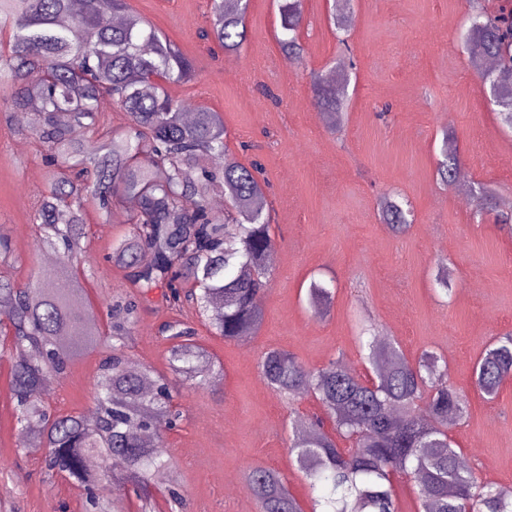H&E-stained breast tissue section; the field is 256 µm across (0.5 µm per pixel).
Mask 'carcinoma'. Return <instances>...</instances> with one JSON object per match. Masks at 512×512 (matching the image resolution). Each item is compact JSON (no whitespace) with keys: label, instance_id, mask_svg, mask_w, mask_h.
Listing matches in <instances>:
<instances>
[{"label":"carcinoma","instance_id":"1","mask_svg":"<svg viewBox=\"0 0 512 512\" xmlns=\"http://www.w3.org/2000/svg\"><path fill=\"white\" fill-rule=\"evenodd\" d=\"M70 0H0V112H28V133L49 153V194L33 212L36 248L54 254L70 287L57 288L53 273L39 267L17 282L0 272V319L11 335L0 353L9 355L13 424L22 452L28 439L44 443L46 473L83 486L88 512H123L107 487L125 489L128 505L156 512L151 488L167 478L169 499L183 495L173 478L164 432L176 425V383L145 365L126 349L141 308L163 289V304L196 305L211 331L234 341L263 322L258 300L270 285L268 253L272 224L265 213L264 183L256 164L245 165L228 152L220 113L194 108L183 121L186 103L165 92L170 83H187L193 63L147 23L129 0H83L77 14ZM303 0L280 5L278 43L292 60L302 56L299 41ZM106 13L124 24L104 27ZM242 0H211L204 36L224 52L248 40ZM474 66L484 84H512V7H482L473 19ZM495 61L492 73L480 70ZM317 103L333 116L342 110L345 89L325 74L313 86ZM109 97L128 117V125L97 143L74 136L77 127H106L98 102ZM503 127L512 130V95L491 97ZM150 155L145 166L139 158ZM224 158V166L209 161ZM459 157L444 151L438 174L445 184L456 177ZM224 197V209L210 206ZM124 201L133 204L130 229L105 259L125 272L135 291L108 308L110 332L81 317L86 302L79 277L87 235L85 203L109 214ZM381 217L396 234L405 233L413 211L405 200L386 196ZM150 261L142 260L144 253ZM330 292L309 288L314 313L323 312ZM161 336L171 342V373L197 386L223 376V367L183 322L165 321ZM367 373L348 372L342 357L311 369L292 353L267 350L259 373L291 402L312 397L320 414L295 416L288 451L308 485L304 509L281 474L269 467L247 468L259 512H398L393 479L410 483L419 512H512V493L485 484L462 461L451 430L469 412V398L448 382V365L435 353L407 358L392 339L357 338ZM102 350L92 388L93 408L59 414L45 399L49 376L64 373L83 355ZM476 390L497 396L512 380V333L495 337L474 366ZM347 442L343 448L340 443Z\"/></svg>","mask_w":512,"mask_h":512}]
</instances>
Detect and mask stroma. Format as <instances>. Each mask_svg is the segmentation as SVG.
I'll return each instance as SVG.
<instances>
[{
  "instance_id": "stroma-1",
  "label": "stroma",
  "mask_w": 512,
  "mask_h": 512,
  "mask_svg": "<svg viewBox=\"0 0 512 512\" xmlns=\"http://www.w3.org/2000/svg\"><path fill=\"white\" fill-rule=\"evenodd\" d=\"M281 0H250L249 40L224 53L203 40L208 0H130L196 68L195 79L169 94L221 113L230 150L242 163L258 162L275 247L262 297L264 320L249 347L215 336L192 307L181 319L222 364L208 387L178 386L181 419L166 434L186 506L167 503L164 484L152 489L160 512H256L252 495L236 493L244 472L259 464L279 470L291 492L308 489L288 453L289 415L319 410L314 399L289 405L261 378L262 353H294L322 368L343 352L364 374L355 343L360 324L395 339L408 358L430 351L448 364V380L469 395V415L451 435L467 464L484 481L512 486V382L485 399L473 386V366L484 347L512 331V233L496 222L512 198V133L502 130L462 36L476 0H304L301 61L280 49ZM349 20L346 35L330 24L331 10ZM349 64L348 106L333 126L313 98L314 79ZM453 133L464 182L442 184L437 166L445 133ZM44 150L16 114H0V233L11 253L0 272L27 280L35 254L30 216L46 195ZM490 187L496 205L478 213L468 186ZM408 199L414 222L406 234L380 218L384 195ZM129 207L103 217L86 208L84 243L89 298L86 313L99 329L107 306L125 295L122 272L105 259L114 238L128 230ZM448 270L451 293L435 282ZM331 289L324 316L308 307V288ZM154 293L128 343L131 357L156 373L169 372L167 344L157 328L171 319ZM101 356L92 352L65 374L51 377L47 398L60 413L91 409ZM12 390L0 364V500L12 512H82V486L46 477L42 450H16Z\"/></svg>"
}]
</instances>
